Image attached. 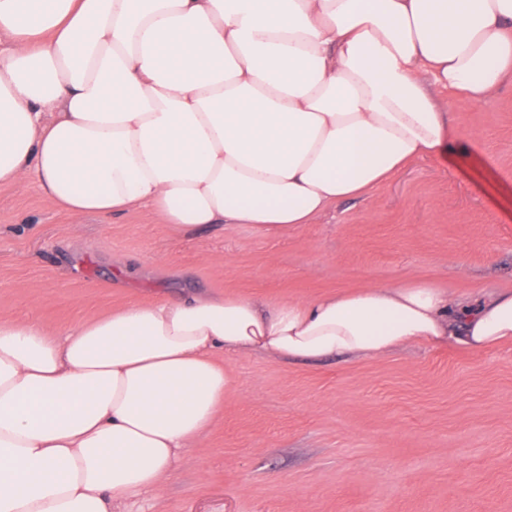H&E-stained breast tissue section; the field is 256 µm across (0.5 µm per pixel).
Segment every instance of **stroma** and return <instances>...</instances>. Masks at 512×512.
<instances>
[{"label":"stroma","mask_w":512,"mask_h":512,"mask_svg":"<svg viewBox=\"0 0 512 512\" xmlns=\"http://www.w3.org/2000/svg\"><path fill=\"white\" fill-rule=\"evenodd\" d=\"M437 98L450 153L278 238L245 224L177 237L148 209L72 216L1 185L0 317L65 330L161 299L311 300L412 276L460 298L512 289V80ZM224 368L234 389L161 497L114 512H512V344Z\"/></svg>","instance_id":"stroma-1"}]
</instances>
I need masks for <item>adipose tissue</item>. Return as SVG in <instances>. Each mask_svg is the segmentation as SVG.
Listing matches in <instances>:
<instances>
[{"instance_id": "obj_1", "label": "adipose tissue", "mask_w": 512, "mask_h": 512, "mask_svg": "<svg viewBox=\"0 0 512 512\" xmlns=\"http://www.w3.org/2000/svg\"><path fill=\"white\" fill-rule=\"evenodd\" d=\"M512 76V0H0V185L74 215L146 207L173 234L282 236L455 137L434 89ZM512 343V290L429 281L268 305L0 318V512H112L160 493L233 378L214 358Z\"/></svg>"}]
</instances>
